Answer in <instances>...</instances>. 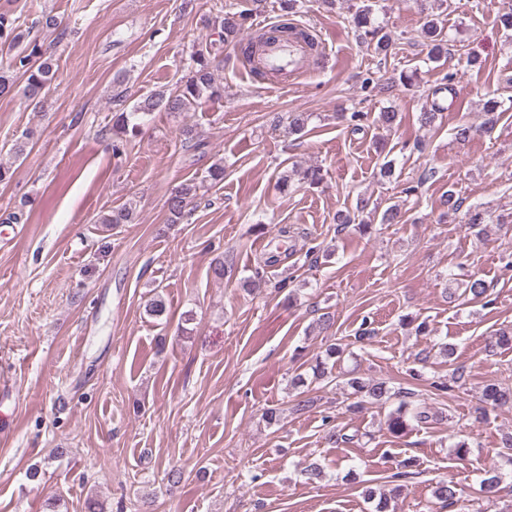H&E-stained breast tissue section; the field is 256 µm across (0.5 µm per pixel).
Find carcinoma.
Here are the masks:
<instances>
[{
  "mask_svg": "<svg viewBox=\"0 0 512 512\" xmlns=\"http://www.w3.org/2000/svg\"><path fill=\"white\" fill-rule=\"evenodd\" d=\"M297 0H279L280 19L276 25V31L285 38L304 39L310 47H316L310 40L308 33L299 28L293 22L292 14L295 13ZM249 13L245 11H233V8L221 5L216 12L208 16L207 22L220 29L222 41L235 42L245 30ZM354 27L360 41L372 47L374 53L386 56L389 54L392 37L383 27L375 24L371 18V9L366 7L358 10L353 17ZM421 37L424 44L429 47V56L438 59L445 52V43L442 32L435 19L426 20L421 28ZM0 51L6 52L5 60L0 62V96L10 93L15 86V74L20 72L25 76L24 96L33 105L41 102L42 95L49 89L55 72H53L52 58L46 55L43 46L37 37L32 35L31 29H21L17 18L9 9H0ZM216 59L213 47H201L191 55L192 66L188 76L180 81V84L170 89H160L142 101L138 102L131 111L121 112L116 115L112 125V154L121 156L129 141L140 130V125L155 111H164L180 114L199 108L203 103L223 95V86L217 84L214 79L213 63ZM446 83L434 89L431 93L430 107H426L419 113V120L425 126L434 125L439 112L444 110L437 102V95L454 92L452 84L453 75L445 77ZM197 197V186L186 183L172 194L167 200V209L170 214V222L175 224L184 219L190 213V205ZM131 207L122 205L101 218V223L117 226L131 221ZM467 224L473 229L488 223L491 214L481 206H471L465 213ZM466 301H479L484 304L492 302L491 289L486 281L470 277L463 290ZM148 316L161 319L167 315V304L160 294H155L145 305ZM342 355V350L334 345L325 352V359H318L311 367L312 379L328 384L336 380L332 369L327 366V360ZM344 384L352 390V394L361 398L354 403L351 409H359L362 402L370 400L374 403L384 404L391 397L399 399L398 406L389 413L387 426L391 433L401 436L405 434L411 422L425 423L432 418L429 409L420 404L411 402L415 392L411 389L400 388L391 391L385 381L366 380L361 376L351 375ZM292 386L298 390L293 411L301 412L311 403L305 398L303 388L308 386L307 378L299 374L292 380ZM481 406L477 412L484 416L490 409L512 403V388L499 383H491L484 387L480 399ZM433 496L441 504V507H452L460 502V490L452 481L439 483Z\"/></svg>",
  "mask_w": 512,
  "mask_h": 512,
  "instance_id": "cac0c4a2",
  "label": "carcinoma"
}]
</instances>
